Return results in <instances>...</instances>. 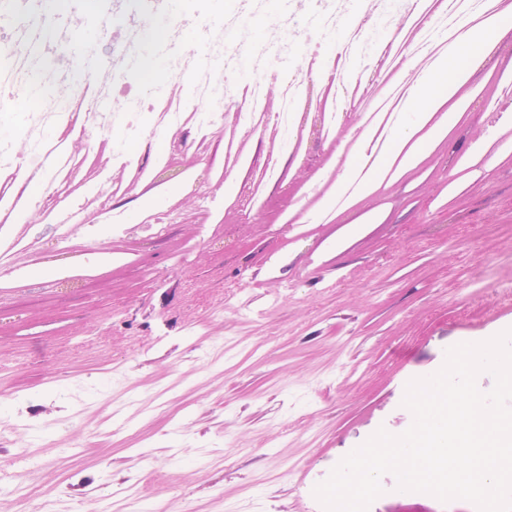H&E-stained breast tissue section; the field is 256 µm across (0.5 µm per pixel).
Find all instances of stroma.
I'll use <instances>...</instances> for the list:
<instances>
[{"label": "stroma", "instance_id": "obj_1", "mask_svg": "<svg viewBox=\"0 0 512 512\" xmlns=\"http://www.w3.org/2000/svg\"><path fill=\"white\" fill-rule=\"evenodd\" d=\"M384 188L331 196L309 223L171 224L74 253L79 233L0 276V468L32 436L44 512L136 495L172 512H323L313 494L378 429L412 423L407 383L448 348L512 329V155L487 165L489 111H458ZM181 194L137 196L140 224ZM79 277L76 291L53 287ZM369 512H477L381 478Z\"/></svg>", "mask_w": 512, "mask_h": 512}]
</instances>
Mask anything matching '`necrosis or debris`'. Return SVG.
<instances>
[{
  "label": "necrosis or debris",
  "instance_id": "obj_1",
  "mask_svg": "<svg viewBox=\"0 0 512 512\" xmlns=\"http://www.w3.org/2000/svg\"><path fill=\"white\" fill-rule=\"evenodd\" d=\"M155 2L110 0L111 13L128 22L123 36L112 40V60L105 65L94 48L80 46L83 24L72 12L25 20L13 10L0 14V25L16 32L7 56L0 58V108L29 105L23 113L10 110L16 134L0 138V170L9 172L17 196L26 197L30 182L43 186L14 217L34 244L62 239L77 228L83 250L104 255L113 237H130L128 225H113L108 237L99 226L118 198V175L130 169L149 183L170 164L171 154L153 153L160 136L182 140V167L189 175L202 166L213 142L224 141L230 198L248 187L259 208L266 204L260 186L284 180L304 142L320 133V164L303 183L297 207L283 214L287 224L305 223L311 201L322 200L338 184L347 159L379 156L383 140L374 114L365 110L367 102L390 85H414L427 66L428 19L457 8L456 0L437 6L431 0H281L267 41L256 43L250 37L255 0H235L221 24L207 19L204 0H184L182 11L165 14L160 36L140 18L142 5ZM348 23L361 40L362 68L355 85L340 87L335 105L326 107L328 89L317 76L327 66L341 75L350 53L342 51L328 65L307 47L332 26ZM230 27L237 32L233 43L224 35ZM375 27L390 29L384 44L366 42ZM245 54L264 73L269 90L259 107L227 87ZM155 58L164 60L165 70L156 86L143 88L141 78ZM48 126L62 129L63 142L44 138ZM116 127L122 139L113 138ZM131 143L139 144V152H128Z\"/></svg>",
  "mask_w": 512,
  "mask_h": 512
}]
</instances>
